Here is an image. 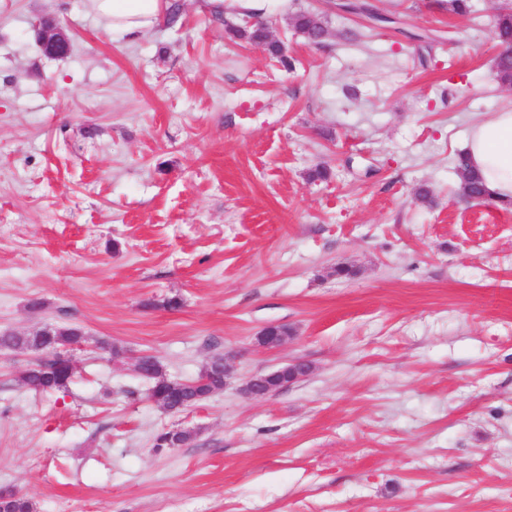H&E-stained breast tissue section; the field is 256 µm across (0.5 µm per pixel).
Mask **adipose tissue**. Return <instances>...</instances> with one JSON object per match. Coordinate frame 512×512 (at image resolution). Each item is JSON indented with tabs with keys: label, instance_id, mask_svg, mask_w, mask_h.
<instances>
[{
	"label": "adipose tissue",
	"instance_id": "obj_1",
	"mask_svg": "<svg viewBox=\"0 0 512 512\" xmlns=\"http://www.w3.org/2000/svg\"><path fill=\"white\" fill-rule=\"evenodd\" d=\"M96 13L113 33L138 38L155 27L161 0H95ZM465 152L482 175L492 199L512 202V109L475 122L465 139Z\"/></svg>",
	"mask_w": 512,
	"mask_h": 512
}]
</instances>
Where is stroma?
<instances>
[{"label":"stroma","instance_id":"obj_1","mask_svg":"<svg viewBox=\"0 0 512 512\" xmlns=\"http://www.w3.org/2000/svg\"><path fill=\"white\" fill-rule=\"evenodd\" d=\"M178 2L130 41L91 0H0V335L87 338L49 395L18 383L31 353L0 350V489L35 512H512V209L459 200L453 170L512 106L500 0H374L404 29L351 42L364 18L288 0L268 21L288 69ZM305 10L321 44L291 25ZM43 19L66 57L41 52ZM272 322L290 337L260 347ZM144 351L176 380L218 354L231 375L167 414ZM294 359L308 378L244 395ZM169 429L193 439L155 451ZM494 39L499 47L492 76L503 88L512 87V4L503 3L494 18ZM293 26L309 43L318 44L327 33V21L316 13L302 11L293 17ZM312 372V366L304 360H292L289 365L284 368H278L270 373H260L251 376L243 387L244 394L253 400H263L276 391L286 388L289 385L308 377ZM286 374L289 376L288 382L277 390L265 389L266 381L274 376Z\"/></svg>","mask_w":512,"mask_h":512}]
</instances>
